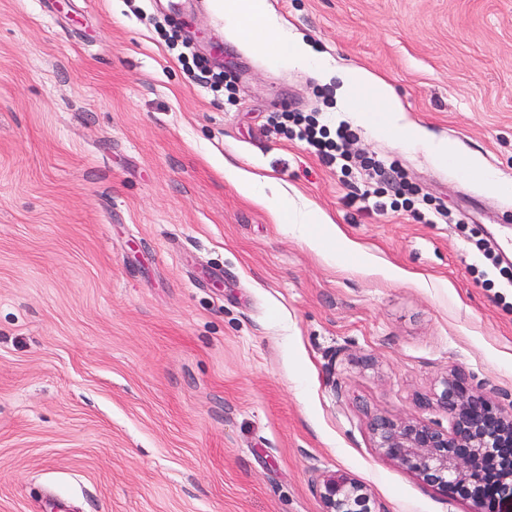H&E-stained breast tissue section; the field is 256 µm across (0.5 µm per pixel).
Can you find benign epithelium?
Returning a JSON list of instances; mask_svg holds the SVG:
<instances>
[{
	"label": "benign epithelium",
	"instance_id": "benign-epithelium-1",
	"mask_svg": "<svg viewBox=\"0 0 512 512\" xmlns=\"http://www.w3.org/2000/svg\"><path fill=\"white\" fill-rule=\"evenodd\" d=\"M425 404L447 414L448 428L416 417L377 415L369 431L380 453L422 483L471 501V512H486L490 496L512 500V405L498 404L459 366ZM316 493L322 512H374L368 489L345 472L322 474Z\"/></svg>",
	"mask_w": 512,
	"mask_h": 512
}]
</instances>
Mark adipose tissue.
Segmentation results:
<instances>
[{
	"mask_svg": "<svg viewBox=\"0 0 512 512\" xmlns=\"http://www.w3.org/2000/svg\"><path fill=\"white\" fill-rule=\"evenodd\" d=\"M224 22L230 34L273 62L312 69L318 78L337 85L340 105L365 126L381 134H401L404 142L422 149L443 163L457 162L453 144L432 138L426 129L408 123L393 87L359 66L332 67L317 56L302 36L285 29L267 12L266 0H223ZM224 174L239 191L267 207L273 220L290 225L312 248L336 263L356 253L332 219L310 204L296 200L284 190L266 194L265 179L233 165Z\"/></svg>",
	"mask_w": 512,
	"mask_h": 512,
	"instance_id": "ef3b65f1",
	"label": "adipose tissue"
}]
</instances>
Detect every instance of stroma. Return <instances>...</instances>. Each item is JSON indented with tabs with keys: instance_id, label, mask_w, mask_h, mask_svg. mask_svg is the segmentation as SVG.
Returning a JSON list of instances; mask_svg holds the SVG:
<instances>
[{
	"instance_id": "stroma-1",
	"label": "stroma",
	"mask_w": 512,
	"mask_h": 512,
	"mask_svg": "<svg viewBox=\"0 0 512 512\" xmlns=\"http://www.w3.org/2000/svg\"><path fill=\"white\" fill-rule=\"evenodd\" d=\"M332 63L391 83L408 123L512 185V0H267ZM0 0V512H322L342 471L379 512H470L382 456L373 415L447 427L448 369L512 405L503 193L358 128L449 214L359 208L343 174L267 130L334 86L273 65L180 0ZM232 75L193 82L156 31ZM255 171L328 214L349 267L224 175ZM401 272L389 279L384 268Z\"/></svg>"
}]
</instances>
